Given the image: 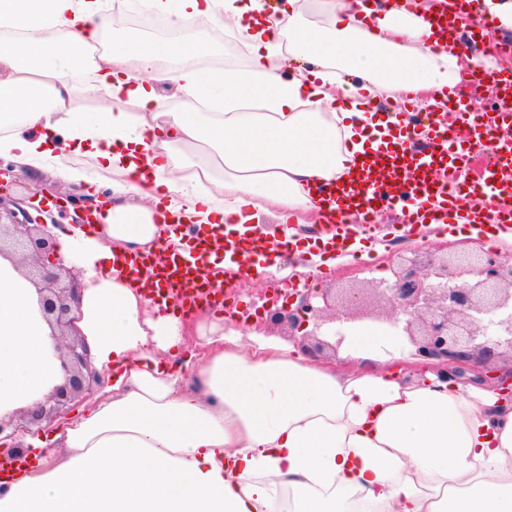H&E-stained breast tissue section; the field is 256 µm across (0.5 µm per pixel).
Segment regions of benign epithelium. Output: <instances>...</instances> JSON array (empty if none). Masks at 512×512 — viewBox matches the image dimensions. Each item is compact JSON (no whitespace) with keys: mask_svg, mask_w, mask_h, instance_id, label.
Here are the masks:
<instances>
[{"mask_svg":"<svg viewBox=\"0 0 512 512\" xmlns=\"http://www.w3.org/2000/svg\"><path fill=\"white\" fill-rule=\"evenodd\" d=\"M10 173L11 168H0V254L8 249L26 261L28 276L40 294L41 311L56 325L64 341L60 359L68 379L36 410L0 419V469L20 461L24 435L40 432L44 422L65 420L71 402L85 394L89 383L99 381L89 347L75 330L72 317L80 306L82 282L56 258L54 237L47 230L43 211L39 209L33 215L24 207L25 201L8 198L4 176ZM73 204L76 223H98L94 199L81 196ZM457 266L472 276L470 283H452L451 269ZM394 277L393 281L380 280L371 288L376 303L388 314L362 311V290L349 288L342 297L343 319L402 326L413 356L446 376L462 373L463 358L478 357L486 363L504 353L512 356V258L476 251L460 255L451 263L446 259L434 262L423 274L410 260ZM290 296L297 302L293 310L266 306L271 324L312 320L317 332L336 322V317L328 315L330 291L295 288Z\"/></svg>","mask_w":512,"mask_h":512,"instance_id":"benign-epithelium-1","label":"benign epithelium"}]
</instances>
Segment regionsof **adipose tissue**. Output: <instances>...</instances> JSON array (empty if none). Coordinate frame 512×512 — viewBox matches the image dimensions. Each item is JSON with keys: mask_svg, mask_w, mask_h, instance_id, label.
<instances>
[{"mask_svg": "<svg viewBox=\"0 0 512 512\" xmlns=\"http://www.w3.org/2000/svg\"><path fill=\"white\" fill-rule=\"evenodd\" d=\"M147 2L184 29L232 26L246 65L200 67L219 54L204 38L96 54L112 23L105 0H0V158L77 186L99 177L118 199L97 233L53 231L64 265L84 274L76 326L112 383L51 439L24 437L30 463L0 478V512H272L284 491L287 512H512V397L500 388L425 364L406 379L411 357L396 355L392 330L350 331L339 366L261 331L243 347L211 310L195 325L201 356L186 360L180 316L113 263L185 251L183 233L161 226L168 216L220 244L274 207L296 254L333 244L309 187L400 125L365 101L407 85L441 93L488 58L432 48L428 0H284L276 14L264 0ZM307 4L321 22L297 28ZM285 53L311 69L284 80ZM160 82L209 111H167ZM101 89L104 108L77 107ZM298 223L322 225L316 243ZM57 345L19 259L0 255V418L65 384ZM384 348L391 363L368 368Z\"/></svg>", "mask_w": 512, "mask_h": 512, "instance_id": "ef3b65f1", "label": "adipose tissue"}]
</instances>
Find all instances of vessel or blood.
I'll return each instance as SVG.
<instances>
[{
	"mask_svg": "<svg viewBox=\"0 0 512 512\" xmlns=\"http://www.w3.org/2000/svg\"><path fill=\"white\" fill-rule=\"evenodd\" d=\"M452 10L438 5L426 19L437 44L464 46L452 20ZM454 122L439 120L429 126L424 140H409L393 147L378 146L354 158L350 173L325 184L313 196L325 206L337 228L336 238L345 241L349 223L373 224L377 214L398 209L404 226L414 224L512 223V114L474 112L464 89L444 93ZM497 148L482 164L476 178H464L469 160L486 140ZM488 199L489 207L473 217L462 213V198ZM145 289L164 284L176 307L195 304L199 288H206L214 300L224 290L210 283L198 264L183 256H171L163 264L159 279H143Z\"/></svg>",
	"mask_w": 512,
	"mask_h": 512,
	"instance_id": "b4317fda",
	"label": "vessel or blood"
}]
</instances>
